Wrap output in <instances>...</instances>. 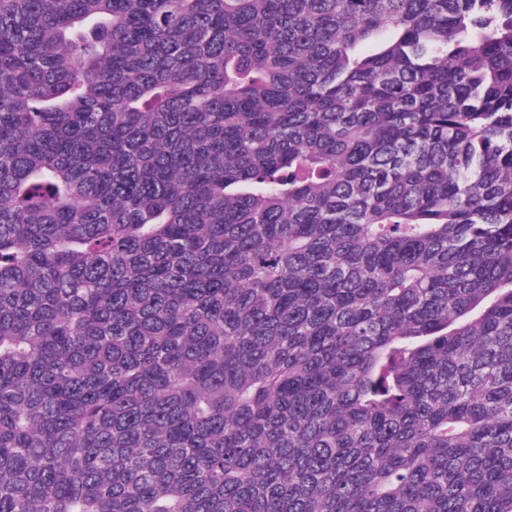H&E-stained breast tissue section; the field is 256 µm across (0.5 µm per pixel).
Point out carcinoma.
Masks as SVG:
<instances>
[{
    "mask_svg": "<svg viewBox=\"0 0 512 512\" xmlns=\"http://www.w3.org/2000/svg\"><path fill=\"white\" fill-rule=\"evenodd\" d=\"M0 512H512V0H0Z\"/></svg>",
    "mask_w": 512,
    "mask_h": 512,
    "instance_id": "1",
    "label": "carcinoma"
}]
</instances>
